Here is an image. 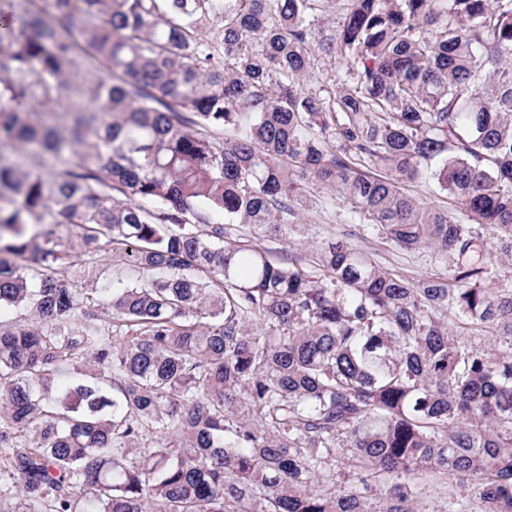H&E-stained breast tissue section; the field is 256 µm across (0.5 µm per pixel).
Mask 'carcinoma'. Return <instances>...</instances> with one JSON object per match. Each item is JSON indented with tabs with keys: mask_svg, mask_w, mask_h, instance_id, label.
<instances>
[{
	"mask_svg": "<svg viewBox=\"0 0 512 512\" xmlns=\"http://www.w3.org/2000/svg\"><path fill=\"white\" fill-rule=\"evenodd\" d=\"M50 8L0 0V499L428 512L430 477L512 512V349L464 339L512 336V0ZM425 172L455 212L403 191ZM312 189L451 279L239 234Z\"/></svg>",
	"mask_w": 512,
	"mask_h": 512,
	"instance_id": "cac0c4a2",
	"label": "carcinoma"
}]
</instances>
